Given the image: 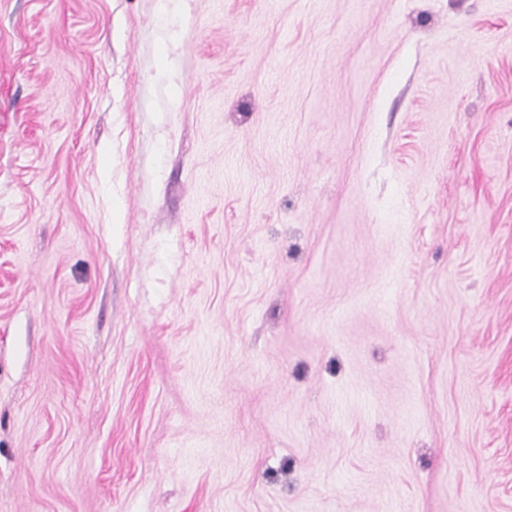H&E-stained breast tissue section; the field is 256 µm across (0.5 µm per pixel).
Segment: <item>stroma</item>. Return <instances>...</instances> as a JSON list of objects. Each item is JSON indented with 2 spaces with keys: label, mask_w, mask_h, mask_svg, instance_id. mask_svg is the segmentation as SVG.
I'll return each instance as SVG.
<instances>
[{
  "label": "stroma",
  "mask_w": 512,
  "mask_h": 512,
  "mask_svg": "<svg viewBox=\"0 0 512 512\" xmlns=\"http://www.w3.org/2000/svg\"><path fill=\"white\" fill-rule=\"evenodd\" d=\"M0 512H512V0H0Z\"/></svg>",
  "instance_id": "stroma-1"
}]
</instances>
